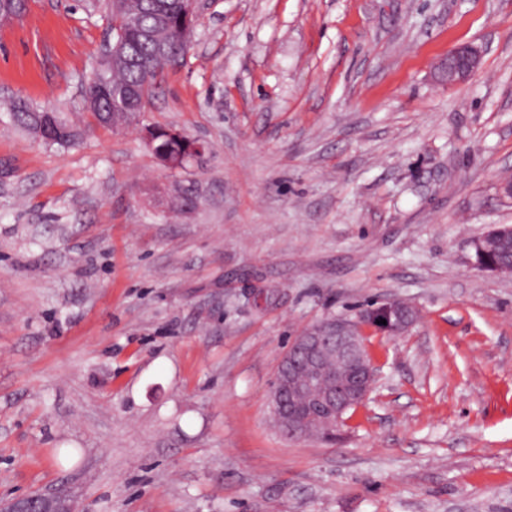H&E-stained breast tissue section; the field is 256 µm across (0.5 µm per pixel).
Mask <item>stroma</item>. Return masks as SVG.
I'll return each mask as SVG.
<instances>
[{"label":"stroma","instance_id":"35a3bbf8","mask_svg":"<svg viewBox=\"0 0 512 512\" xmlns=\"http://www.w3.org/2000/svg\"><path fill=\"white\" fill-rule=\"evenodd\" d=\"M144 123L83 97L109 29L82 0L0 25V500L79 512H512V0H198ZM481 48L449 84L451 48ZM24 97L78 133L16 127ZM377 378L340 439L268 407L294 336L374 302ZM160 131L166 129V127L161 125H153L146 126L141 130V138L146 146V148L155 154L158 150L155 146L156 142V128ZM167 137L164 132H161L158 136L156 145L160 147V149L172 156L178 157L181 162V167L184 166L186 161L192 156L190 153L191 141L187 137H183V134L177 130L166 129ZM170 138V139H169ZM173 139H182V140H173ZM476 247L477 259L475 264L483 270L496 273L498 275H509L512 269H507L502 266H510L512 264V242H505L500 246L490 257L492 261L497 264H493L489 261L487 251L485 248L480 246L478 243L471 244ZM501 265V266H500ZM384 316L380 319H385L387 322L386 327L391 330L401 333L407 331L415 322L416 311L407 303L389 302L384 304Z\"/></svg>","mask_w":512,"mask_h":512}]
</instances>
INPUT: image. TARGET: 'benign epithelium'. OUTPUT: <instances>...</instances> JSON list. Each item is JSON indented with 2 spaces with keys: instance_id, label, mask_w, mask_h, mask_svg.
Returning a JSON list of instances; mask_svg holds the SVG:
<instances>
[{
  "instance_id": "benign-epithelium-1",
  "label": "benign epithelium",
  "mask_w": 512,
  "mask_h": 512,
  "mask_svg": "<svg viewBox=\"0 0 512 512\" xmlns=\"http://www.w3.org/2000/svg\"><path fill=\"white\" fill-rule=\"evenodd\" d=\"M480 51L460 45L448 52V83L469 80L480 69ZM476 247L475 264L498 275L511 270L489 261L487 251ZM383 319L387 327L401 333L415 322L416 311L407 303L384 304ZM377 321L373 310L360 315V320L331 318L304 328L281 359L276 382L269 397L272 417L290 437L306 435L304 418L296 403L326 410L327 430L336 427L349 409L360 407L368 398L376 378V369L366 347L364 328Z\"/></svg>"
}]
</instances>
